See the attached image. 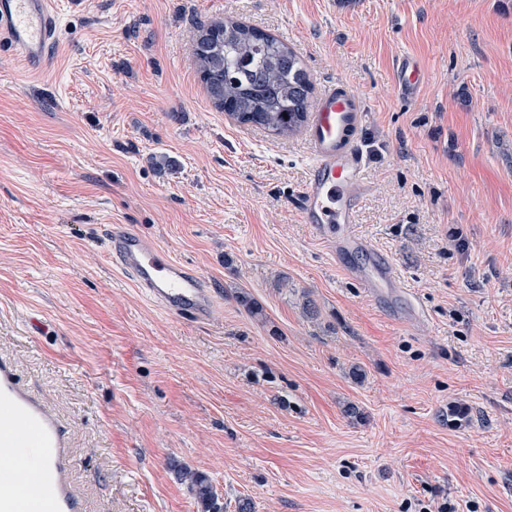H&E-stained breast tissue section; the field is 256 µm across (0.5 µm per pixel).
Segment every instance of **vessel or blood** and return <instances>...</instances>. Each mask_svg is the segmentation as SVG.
<instances>
[{
  "instance_id": "1",
  "label": "vessel or blood",
  "mask_w": 512,
  "mask_h": 512,
  "mask_svg": "<svg viewBox=\"0 0 512 512\" xmlns=\"http://www.w3.org/2000/svg\"><path fill=\"white\" fill-rule=\"evenodd\" d=\"M53 0H0V47L20 54L32 71L45 68L59 39ZM426 81L415 57L396 60L400 98L415 97ZM369 113L364 99L346 83L326 86L309 114L307 137L313 161L298 193L300 218L332 256L361 253L360 266H344L369 297L385 305L402 283L391 261L356 233L357 210L368 186L360 143ZM106 254L113 265L150 301L169 315L209 321L216 298L208 280L165 247L122 224L107 230ZM0 448L12 460L22 449L34 452L31 475L35 493L22 500L9 488L11 469L0 470V512H88L73 478L71 432L58 412L22 385L15 359L0 353Z\"/></svg>"
}]
</instances>
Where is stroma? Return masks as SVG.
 <instances>
[{
    "label": "stroma",
    "instance_id": "obj_1",
    "mask_svg": "<svg viewBox=\"0 0 512 512\" xmlns=\"http://www.w3.org/2000/svg\"><path fill=\"white\" fill-rule=\"evenodd\" d=\"M54 7L43 74L0 49V350L71 419L91 512H201L185 467L226 512H512V0ZM214 20L287 44L315 91L366 98L356 230L415 327L302 223L305 132L211 101L193 35ZM404 54L426 71L409 101ZM110 224L206 277L211 321L142 297L105 253ZM425 71L415 57L403 55L396 60V87L400 98L410 100L422 89Z\"/></svg>",
    "mask_w": 512,
    "mask_h": 512
}]
</instances>
